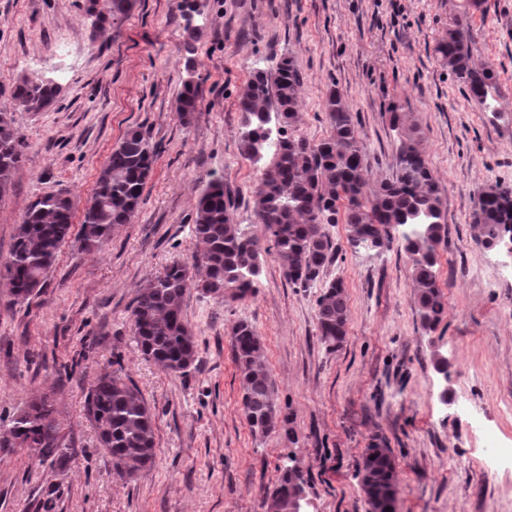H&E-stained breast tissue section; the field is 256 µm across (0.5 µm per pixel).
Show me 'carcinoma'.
<instances>
[{
  "label": "carcinoma",
  "instance_id": "1",
  "mask_svg": "<svg viewBox=\"0 0 512 512\" xmlns=\"http://www.w3.org/2000/svg\"><path fill=\"white\" fill-rule=\"evenodd\" d=\"M136 0H103L93 31L119 26ZM444 66L462 89L487 112L497 111L498 84L490 67L472 64V37L467 21L455 18L435 45ZM303 76L290 57L256 71L244 87L239 108L244 156L260 166L253 189L254 214L264 236L244 232L233 222L232 202L224 180L212 178L197 196L192 264L174 262L141 288L131 311L133 341L141 355L166 371L187 375L197 367V344L184 318L187 292L195 288L215 297L243 300L255 294L262 259L270 240L285 278L309 288L328 261L332 242L327 226L346 224L349 241L373 244L379 253L399 241L412 260L414 299L424 331L433 332L446 311L445 294L436 274L438 248L446 243L447 225L439 185L425 159L417 128L407 127L398 107L391 124L399 130L395 176L367 191L364 146L353 113L340 92L328 90L323 108L329 135L311 142L294 134ZM52 78H20L13 98L33 112L48 110L60 94ZM202 89L185 81L177 111L189 119L197 111ZM157 156V145L140 130H130L112 148L106 165L83 207L79 229L81 249L101 250L112 238V226L131 221L142 201L146 181ZM24 159V146L7 112H0V196ZM74 201L62 192L38 198L17 225L6 262L0 264L10 303L28 300L43 288L61 246L69 237ZM474 237L483 246L512 232V189L493 185L479 195L472 215ZM204 269V276L196 271ZM320 341L332 351L342 347L349 320L343 280L323 287L316 300ZM263 343L256 329L241 322L231 330V351L240 380L241 407L255 434H267L277 421L288 444L296 443L294 414L282 413L276 386L262 363ZM87 415L100 443L112 457L118 478L129 479L154 464V413L140 390L117 372L97 378L86 398ZM56 407L44 396L31 402L12 420L9 434L15 444L34 448L41 462L61 465L62 452ZM299 460L288 454L273 486L265 489L268 512H288ZM369 512H397L395 465L387 448H368L362 458Z\"/></svg>",
  "mask_w": 512,
  "mask_h": 512
}]
</instances>
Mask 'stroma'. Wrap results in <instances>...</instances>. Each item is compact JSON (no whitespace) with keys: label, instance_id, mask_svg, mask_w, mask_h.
<instances>
[{"label":"stroma","instance_id":"obj_1","mask_svg":"<svg viewBox=\"0 0 512 512\" xmlns=\"http://www.w3.org/2000/svg\"><path fill=\"white\" fill-rule=\"evenodd\" d=\"M178 2L137 0L120 27L95 34L87 0H0V112L12 113L25 142L0 198V261L39 196L63 192L84 205L126 131L142 128L159 150L135 216L113 226L102 250L68 239L45 287L12 307L0 281V512H265L263 492L291 451L310 478V512H368L358 465L375 443L395 460L398 512H512V463L480 461L486 433L512 446V265L478 244L470 224L481 191L512 187V0H486L470 18L474 62L497 75L494 114L463 94L434 51L465 0H197L188 19ZM283 56L303 75L297 134L327 136L322 101L338 89L364 143L369 186L396 172L390 105L418 128L448 225L436 267L447 314L425 333L409 256L396 245L353 251L337 224L327 229L334 256L313 287L288 283L271 252L252 297L190 290L184 317L197 368L168 373L131 341L133 301L168 265L190 260L194 202L209 176L230 190L234 223L261 234L252 202L259 169L242 154L238 95ZM26 74L60 83L48 111L16 105L13 87ZM191 78L203 98L186 121L177 97ZM336 279L350 318L331 351L319 340L316 300ZM241 321L263 340L296 445L278 432L253 434L242 414L231 357ZM437 351L447 375L433 368ZM115 359L155 414L156 461L129 480L114 475L85 410ZM443 392L466 396L477 423L442 403ZM44 394L62 422L59 468L1 445L12 419Z\"/></svg>","mask_w":512,"mask_h":512}]
</instances>
